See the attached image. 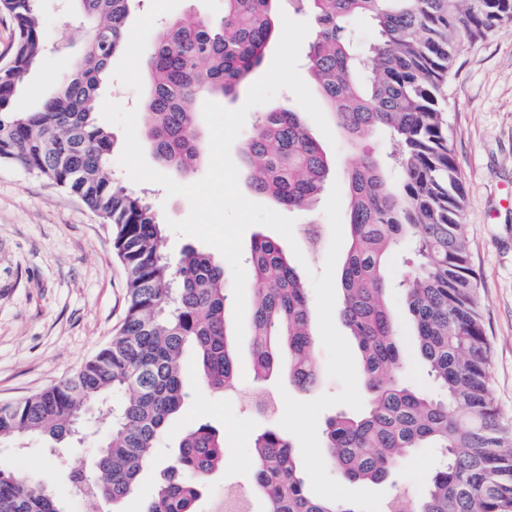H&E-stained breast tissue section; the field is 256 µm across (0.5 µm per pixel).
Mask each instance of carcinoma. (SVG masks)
I'll use <instances>...</instances> for the list:
<instances>
[{"label":"carcinoma","mask_w":512,"mask_h":512,"mask_svg":"<svg viewBox=\"0 0 512 512\" xmlns=\"http://www.w3.org/2000/svg\"><path fill=\"white\" fill-rule=\"evenodd\" d=\"M88 37L68 74L36 108L12 100L42 61L47 31L37 0H0L16 44L0 65V161L77 194L112 225L113 251L127 274V308L110 342L49 389L0 405V441L39 437L58 457L83 440L92 413L105 433L93 464L69 457L72 496L95 495L98 512L135 493L155 460L167 420L188 400L182 356L192 348L205 385L235 391L238 366L226 319L224 265L193 247L165 250L166 229L146 196L111 170L112 134L97 121L112 59L125 49L137 0H73ZM280 0H224L209 19L185 15L143 51L151 78L147 135L164 165L193 172L204 156L199 104L235 97L275 35ZM315 17L310 75L338 126L357 145L377 133L394 150H361L345 173L349 246L339 271L341 318L361 357L369 396L362 414L328 418L323 455L350 482H397L404 461L434 448L440 462L413 512H512V433L489 391L490 346L465 234L460 171L444 119L442 89L463 41L512 24V0H291ZM374 40L355 48V25ZM67 156L56 162L45 146ZM252 195L309 210L330 180L331 162L288 106L264 112L241 149ZM409 252L396 284L385 259ZM251 358L261 383L285 375L303 392L319 384L310 288L277 240L250 242ZM399 289L419 353L438 394L402 385L405 361L388 299ZM127 395L112 406V395ZM253 482L224 486L230 498L265 497L266 512H357L312 495L290 439L271 426L253 440ZM224 466V442L203 424L188 433L162 470L142 512H195L210 476ZM0 512H65L45 488L0 466Z\"/></svg>","instance_id":"carcinoma-1"}]
</instances>
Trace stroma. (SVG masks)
Returning <instances> with one entry per match:
<instances>
[{
    "mask_svg": "<svg viewBox=\"0 0 512 512\" xmlns=\"http://www.w3.org/2000/svg\"><path fill=\"white\" fill-rule=\"evenodd\" d=\"M50 33L44 57L30 74L15 110L43 101L71 70L58 36L81 46L86 31L68 0H39ZM224 0H140L129 20L124 52L112 60V99L143 112L149 80L142 51L173 19L219 12ZM448 127L466 189V236L486 336L491 346L490 391L512 423V26L464 43L448 82ZM126 307L124 268L113 252L112 228L71 193L11 164L0 162V403L41 392L95 356L120 325ZM184 409L163 432L154 465L140 475L135 495L121 512H141L158 471L181 436L207 423L224 437V466L208 480L196 512H214L229 483L248 485L253 438L279 416L256 412L249 400L226 399L202 385L193 353H186ZM436 451L418 450L403 465L398 486L380 484L385 497L405 493L414 501L436 465ZM0 464L38 480L68 512H82L69 498L62 459L45 458L39 441L25 450L0 449Z\"/></svg>",
    "mask_w": 512,
    "mask_h": 512,
    "instance_id": "35a3bbf8",
    "label": "stroma"
}]
</instances>
